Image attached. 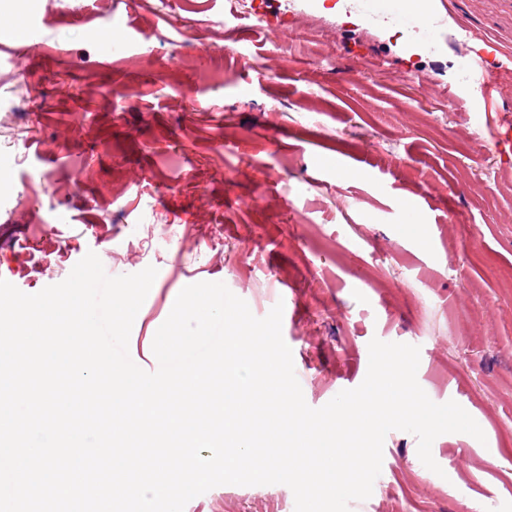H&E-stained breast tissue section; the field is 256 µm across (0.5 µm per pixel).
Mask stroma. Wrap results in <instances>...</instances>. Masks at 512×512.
Wrapping results in <instances>:
<instances>
[{"label":"stroma","instance_id":"35a3bbf8","mask_svg":"<svg viewBox=\"0 0 512 512\" xmlns=\"http://www.w3.org/2000/svg\"><path fill=\"white\" fill-rule=\"evenodd\" d=\"M335 3L0 0V278L34 294L90 251L155 267L133 357L186 282L283 303L313 408L363 382L372 339L418 346L421 388L485 438L440 435V476L390 431L354 512H512V159L455 45ZM448 9L512 53V0ZM424 188L426 247L397 211ZM294 510L285 485L225 484L184 512Z\"/></svg>","mask_w":512,"mask_h":512}]
</instances>
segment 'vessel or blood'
<instances>
[{"mask_svg":"<svg viewBox=\"0 0 512 512\" xmlns=\"http://www.w3.org/2000/svg\"><path fill=\"white\" fill-rule=\"evenodd\" d=\"M348 7L368 25L396 24L419 39L429 37L464 46L468 75L480 89L479 111H497L500 95L497 76L506 65L498 59L495 47L457 25L445 0H420L412 10L407 8L405 0H348Z\"/></svg>","mask_w":512,"mask_h":512,"instance_id":"obj_1","label":"vessel or blood"}]
</instances>
